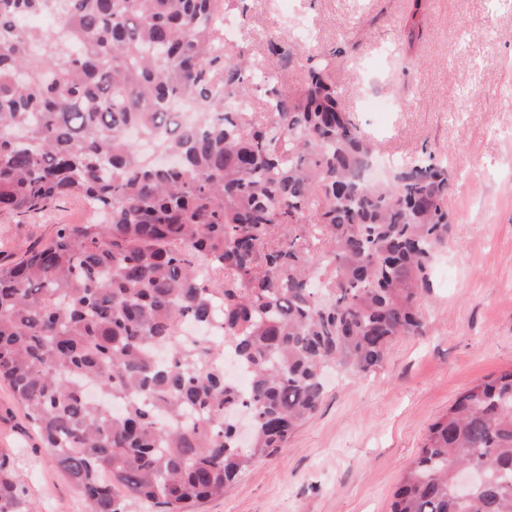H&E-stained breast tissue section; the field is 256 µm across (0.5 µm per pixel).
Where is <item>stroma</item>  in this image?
<instances>
[{
	"label": "stroma",
	"instance_id": "1",
	"mask_svg": "<svg viewBox=\"0 0 512 512\" xmlns=\"http://www.w3.org/2000/svg\"><path fill=\"white\" fill-rule=\"evenodd\" d=\"M422 29L402 26L410 0H246L236 42L265 64L269 41L335 53L344 107L396 161L423 149L454 165L453 224L425 305L426 328L397 338L360 377L329 372L318 412L277 454L255 460L199 512H390L428 427L474 382L512 370V0H423ZM394 109L367 108L365 98ZM73 195L40 213H0V255L84 224ZM0 453L29 512H89L0 382Z\"/></svg>",
	"mask_w": 512,
	"mask_h": 512
}]
</instances>
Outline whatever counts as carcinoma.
<instances>
[{
	"label": "carcinoma",
	"instance_id": "1",
	"mask_svg": "<svg viewBox=\"0 0 512 512\" xmlns=\"http://www.w3.org/2000/svg\"><path fill=\"white\" fill-rule=\"evenodd\" d=\"M47 9L56 32L21 24ZM244 9L0 0V211L79 193L100 215L0 260V381L90 512H196L287 446L326 369L366 376L424 330L452 224L448 157L361 183L372 145L325 54L306 57L299 91L265 90L262 120L228 109L260 83L224 43V16ZM185 99L198 122L179 120ZM217 318L220 343L185 333ZM460 467L483 474L465 498ZM23 496L1 455L0 512ZM391 512H512V371L429 426Z\"/></svg>",
	"mask_w": 512,
	"mask_h": 512
}]
</instances>
